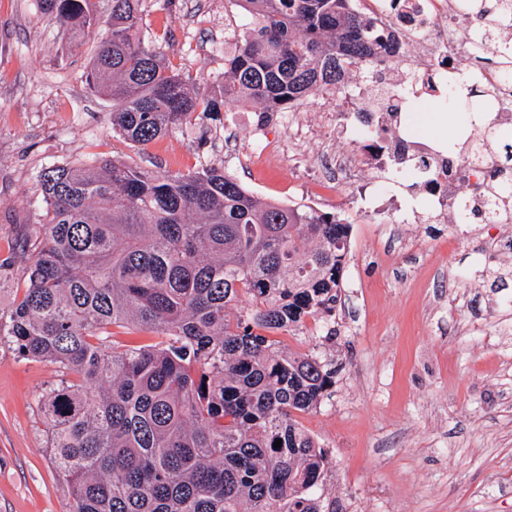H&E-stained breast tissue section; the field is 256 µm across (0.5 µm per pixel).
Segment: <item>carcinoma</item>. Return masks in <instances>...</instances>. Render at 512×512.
Returning a JSON list of instances; mask_svg holds the SVG:
<instances>
[{"mask_svg":"<svg viewBox=\"0 0 512 512\" xmlns=\"http://www.w3.org/2000/svg\"><path fill=\"white\" fill-rule=\"evenodd\" d=\"M238 3L256 27L204 96L145 45L142 0H112L87 81L116 102V133L147 144L231 99L260 105L264 124L400 53L351 0ZM40 7L77 46L96 22L92 0ZM464 15L499 44L493 68L512 71V0H467ZM495 106L476 90L448 96L471 127L459 154L478 161L512 141L485 118ZM389 161L396 178L428 166L425 152ZM501 173L483 193L457 197L455 217L502 216L512 186ZM41 184L25 287L0 315V342L75 376L38 399L71 512H323L327 454L299 416L317 410L336 368L275 336L335 311L350 225L265 201L216 167L156 175L101 159L53 165ZM116 328L146 337L120 341Z\"/></svg>","mask_w":512,"mask_h":512,"instance_id":"obj_1","label":"carcinoma"}]
</instances>
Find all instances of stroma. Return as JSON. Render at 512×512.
<instances>
[{
    "label": "stroma",
    "instance_id": "35a3bbf8",
    "mask_svg": "<svg viewBox=\"0 0 512 512\" xmlns=\"http://www.w3.org/2000/svg\"><path fill=\"white\" fill-rule=\"evenodd\" d=\"M93 36L71 47L39 0H0V314L22 295L20 245L44 206L40 176L109 157L153 172L224 168L257 197L336 214L351 226L334 316L317 333L281 335L287 349L334 360L336 383L300 421L328 453L327 512H512V222L454 226L385 177L360 145L355 168L322 190L318 157L298 154L280 119L237 101L214 120L146 145L112 130L111 99L85 72L110 29L112 0H94ZM146 44L208 91L248 21L236 0H143ZM283 160L254 164L255 139ZM54 365L0 343V512H70L37 400Z\"/></svg>",
    "mask_w": 512,
    "mask_h": 512
}]
</instances>
